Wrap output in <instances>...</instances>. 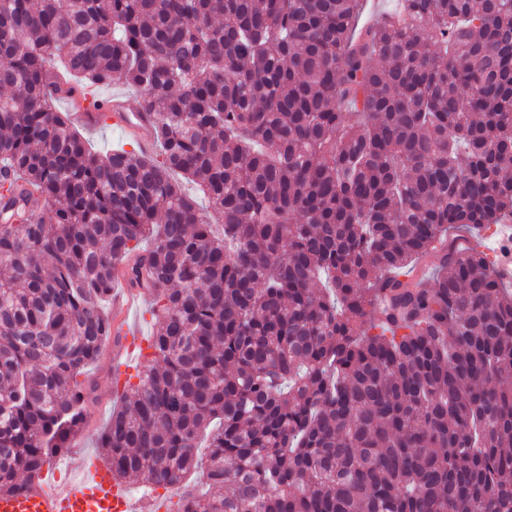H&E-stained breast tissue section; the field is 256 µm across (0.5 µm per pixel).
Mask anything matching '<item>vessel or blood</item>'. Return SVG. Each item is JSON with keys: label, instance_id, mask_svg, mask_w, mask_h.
<instances>
[{"label": "vessel or blood", "instance_id": "obj_1", "mask_svg": "<svg viewBox=\"0 0 512 512\" xmlns=\"http://www.w3.org/2000/svg\"><path fill=\"white\" fill-rule=\"evenodd\" d=\"M141 302L139 291L127 284L112 290V313L119 338L112 343V360L120 377H127L140 362L135 353L145 338L134 312ZM0 512H161L157 501L135 499L129 486L115 479L106 462H94L72 484L58 486L48 472H41L22 494H0Z\"/></svg>", "mask_w": 512, "mask_h": 512}]
</instances>
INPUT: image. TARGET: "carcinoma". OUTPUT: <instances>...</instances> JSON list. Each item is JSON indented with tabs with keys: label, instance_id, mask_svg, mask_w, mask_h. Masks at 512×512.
Instances as JSON below:
<instances>
[{
	"label": "carcinoma",
	"instance_id": "cac0c4a2",
	"mask_svg": "<svg viewBox=\"0 0 512 512\" xmlns=\"http://www.w3.org/2000/svg\"><path fill=\"white\" fill-rule=\"evenodd\" d=\"M395 3L0 0V493L83 431L121 267L154 331L116 478L202 470L177 512H512V293L437 253L512 217V0ZM52 55L69 96L134 88L158 155L93 150Z\"/></svg>",
	"mask_w": 512,
	"mask_h": 512
}]
</instances>
